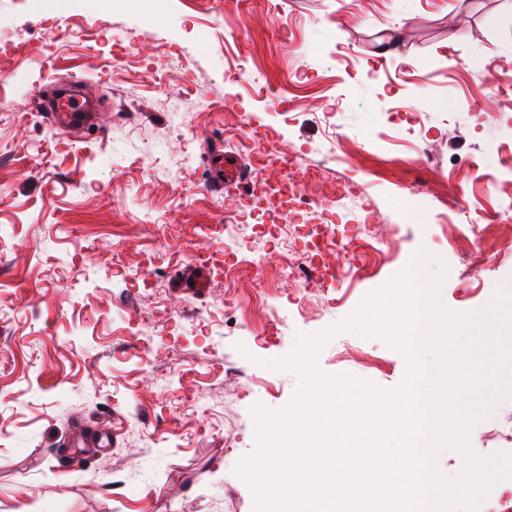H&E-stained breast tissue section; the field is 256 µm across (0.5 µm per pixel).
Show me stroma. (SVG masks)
<instances>
[{
    "instance_id": "obj_1",
    "label": "stroma",
    "mask_w": 512,
    "mask_h": 512,
    "mask_svg": "<svg viewBox=\"0 0 512 512\" xmlns=\"http://www.w3.org/2000/svg\"><path fill=\"white\" fill-rule=\"evenodd\" d=\"M72 0L48 29L26 0H0V512H254L237 473L255 453L252 410L291 401L298 377L267 367L297 334L350 315L398 269L443 258L440 300L463 313L512 292V255L464 273L448 245L460 227L507 203L492 179H512V125L494 127L491 75H512V0ZM87 78L106 114L77 141L51 127L33 98L56 78ZM180 100L183 121L167 112ZM493 137L482 176L470 144L448 140V104ZM335 105L341 131L414 154L428 136L438 162L403 174L366 163L353 171L405 235L397 252L359 250L355 271L310 296L287 282L259 288L224 249V227L262 223L207 192L208 157L234 155L229 133L262 126L280 150L323 149ZM195 161L180 166L183 151ZM121 250L140 288L112 273ZM210 284L183 288L198 264ZM318 366L385 390L408 374L384 339L334 337ZM469 434L482 456L512 423V363ZM217 391L220 409L198 401ZM109 417L112 445L87 464L65 444L77 424Z\"/></svg>"
}]
</instances>
